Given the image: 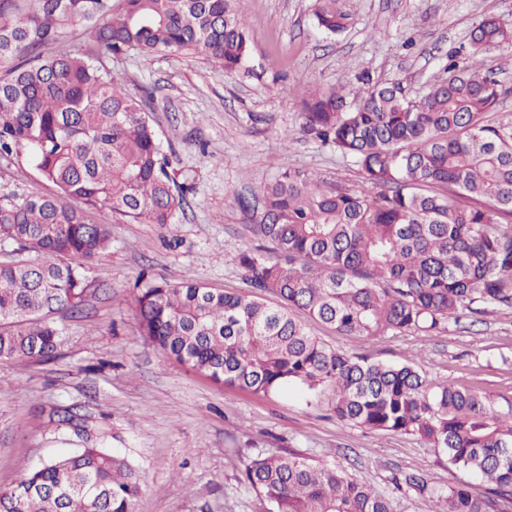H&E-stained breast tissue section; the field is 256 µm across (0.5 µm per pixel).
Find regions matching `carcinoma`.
I'll return each mask as SVG.
<instances>
[{
    "instance_id": "cac0c4a2",
    "label": "carcinoma",
    "mask_w": 512,
    "mask_h": 512,
    "mask_svg": "<svg viewBox=\"0 0 512 512\" xmlns=\"http://www.w3.org/2000/svg\"><path fill=\"white\" fill-rule=\"evenodd\" d=\"M233 0H0V154L26 151L58 188L0 197V244L25 259L0 263V360L56 355L58 311H75L87 263L111 244L89 219L108 206L125 218L171 224L189 187L169 171L150 97L125 92L91 52L45 54L82 23L110 55L197 53L229 72L250 57ZM316 27L340 34L344 0H316ZM512 45L494 17L471 34L475 51ZM352 101L334 89L298 90L301 131L350 156L367 189L324 190L285 171L254 193L255 233L269 246L238 256L247 290L146 282L139 330L178 363L217 384L255 393L303 385L331 393L348 424L417 434L487 485L428 491V512H504L512 502V410L448 385L431 393L408 360L372 361L326 346L300 310L350 336L430 334L480 306L512 309V126L486 120L502 94L477 72H458L418 100L397 84L357 77ZM276 253L272 258L268 252ZM274 295L279 305L265 298ZM77 450L34 468L0 492V512H135L138 469L106 447V433L71 407L54 413ZM246 478L268 512H393L370 482L295 455L258 456Z\"/></svg>"
}]
</instances>
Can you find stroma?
Listing matches in <instances>:
<instances>
[{
    "instance_id": "1",
    "label": "stroma",
    "mask_w": 512,
    "mask_h": 512,
    "mask_svg": "<svg viewBox=\"0 0 512 512\" xmlns=\"http://www.w3.org/2000/svg\"><path fill=\"white\" fill-rule=\"evenodd\" d=\"M251 41L249 70L226 73L200 55L144 59L101 55L133 96L153 94L151 117L170 171L192 191L173 223L129 221L102 207L93 222L112 242L89 262V289L76 313H58L56 358L0 361V490L69 453L76 438L50 421L77 407L106 427L108 446L138 468L135 512H266L245 479L248 459L291 452L369 481L394 512H427L428 501L398 483L424 474L431 487L484 485L419 436L339 421L326 395L292 386L264 395L214 383L141 336L138 283L189 280L243 289L239 253L260 245L239 205L286 170L351 191L365 184L352 159L300 132L295 90L351 89L358 75L427 93L448 64L490 74L503 87L493 122L512 124V47L474 52L472 30L487 17L512 28V0H351L341 34L314 26L315 0H235ZM26 155L0 156V195H51ZM308 332L331 348L400 363L414 357L430 389L446 385L490 395L512 409V310L487 309L438 333L343 336L312 319Z\"/></svg>"
}]
</instances>
